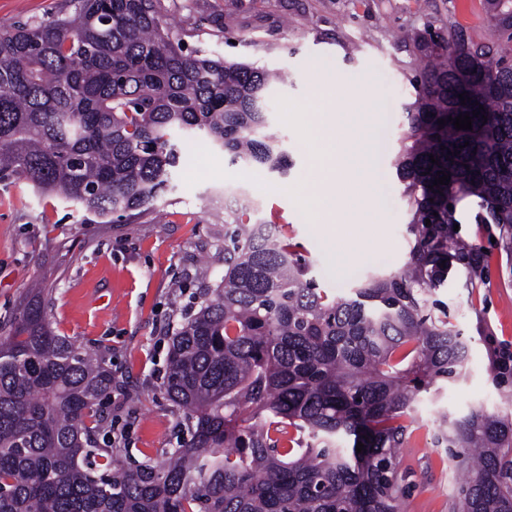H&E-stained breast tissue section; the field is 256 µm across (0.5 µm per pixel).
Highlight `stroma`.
<instances>
[{"label":"stroma","mask_w":512,"mask_h":512,"mask_svg":"<svg viewBox=\"0 0 512 512\" xmlns=\"http://www.w3.org/2000/svg\"><path fill=\"white\" fill-rule=\"evenodd\" d=\"M64 0H0V27L40 22ZM173 39L212 56L283 73L269 101L268 121L291 159L287 174L230 163L203 138H182L181 162L154 211L98 224L75 204L40 195L23 183L0 185V322L13 318L36 289H46L52 329L87 349L106 351L123 387L105 408L124 433L116 453L124 467L166 459L190 438L188 422L167 398L164 382L171 338L195 313L205 289L224 275V227L234 223L241 196L253 198L258 219L282 225L309 266L317 288L344 298L376 273L399 271L411 234L403 185L393 161L415 98L416 51L405 34L455 28L472 43L495 48L499 31L483 0H160ZM336 81V100L349 112L344 143L370 114L366 172L376 190L373 213L357 195L340 208L349 225L332 238L312 224L308 206L319 172L305 138L314 70ZM477 208L457 212L458 234L488 257L475 287L458 271L433 300L466 344L463 377L419 399L405 423L398 456L403 512H452L463 476L434 438L443 421L481 409L512 418V399L496 385L495 360L512 354V251L492 243ZM138 402L128 403L124 394Z\"/></svg>","instance_id":"35a3bbf8"}]
</instances>
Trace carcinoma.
<instances>
[{"label":"carcinoma","instance_id":"obj_1","mask_svg":"<svg viewBox=\"0 0 512 512\" xmlns=\"http://www.w3.org/2000/svg\"><path fill=\"white\" fill-rule=\"evenodd\" d=\"M157 2L70 0L0 29V180L110 223L169 189L176 132L233 163L288 170L268 131L279 76L173 42ZM414 45L394 164L412 235L404 269L330 298L277 225H224V277L169 350L165 390L191 437L134 470L98 443L117 386L106 354L56 334L38 293L0 327V512H402L403 418L466 361L430 297L485 265L454 231L460 206L476 204L512 249V32L493 62L455 30ZM474 111L470 130L448 120ZM439 171L449 184L433 185ZM442 441L466 476L456 512H512V419L474 410Z\"/></svg>","mask_w":512,"mask_h":512}]
</instances>
